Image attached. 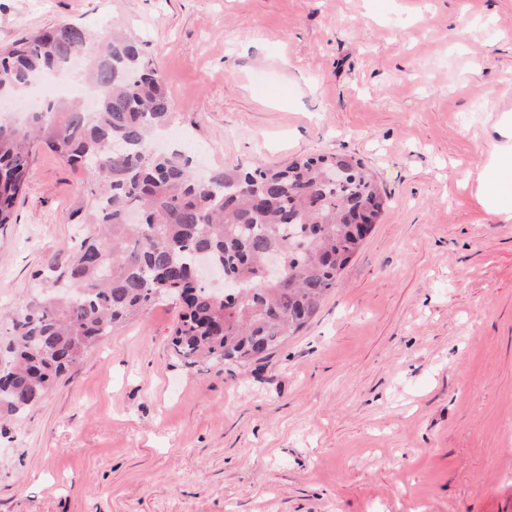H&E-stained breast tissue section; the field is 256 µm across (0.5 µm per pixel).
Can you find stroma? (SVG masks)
I'll return each mask as SVG.
<instances>
[{"mask_svg":"<svg viewBox=\"0 0 512 512\" xmlns=\"http://www.w3.org/2000/svg\"><path fill=\"white\" fill-rule=\"evenodd\" d=\"M60 22L139 39L200 175L344 152L389 205L259 366H183L170 300L115 330L0 435V512H512V220L467 182L512 110V0H0V47ZM88 181L37 151L0 309L77 248Z\"/></svg>","mask_w":512,"mask_h":512,"instance_id":"35a3bbf8","label":"stroma"}]
</instances>
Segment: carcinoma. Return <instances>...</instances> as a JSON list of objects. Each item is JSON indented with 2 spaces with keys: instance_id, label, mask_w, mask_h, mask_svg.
<instances>
[{
  "instance_id": "1",
  "label": "carcinoma",
  "mask_w": 512,
  "mask_h": 512,
  "mask_svg": "<svg viewBox=\"0 0 512 512\" xmlns=\"http://www.w3.org/2000/svg\"><path fill=\"white\" fill-rule=\"evenodd\" d=\"M86 45L83 79L99 92L78 103L37 105L29 123L0 119V226L16 223L32 160L48 150L89 174L93 233L56 281L65 288L13 309L0 324L10 366L0 376V415L19 417L97 343L146 307L182 302L173 355L188 367H246L279 350L313 318L379 222L388 195L359 158L336 152L284 166L225 168L200 182L177 148L157 153L155 133L174 107L166 75L120 32L103 37L70 22L0 49V87L19 96L61 71ZM206 252L241 288L217 301L193 276ZM281 256L284 279L264 278Z\"/></svg>"
}]
</instances>
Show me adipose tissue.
I'll return each instance as SVG.
<instances>
[{
	"mask_svg": "<svg viewBox=\"0 0 512 512\" xmlns=\"http://www.w3.org/2000/svg\"><path fill=\"white\" fill-rule=\"evenodd\" d=\"M499 138L489 142L486 162L475 177L476 192L486 209L512 219V117H501Z\"/></svg>",
	"mask_w": 512,
	"mask_h": 512,
	"instance_id": "obj_1",
	"label": "adipose tissue"
}]
</instances>
